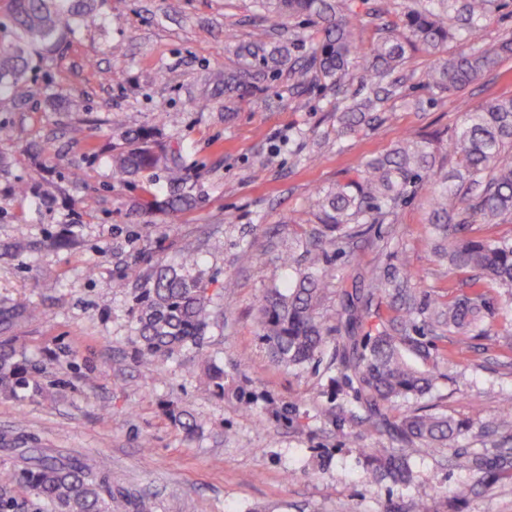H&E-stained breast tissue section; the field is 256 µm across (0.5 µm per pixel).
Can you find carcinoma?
Instances as JSON below:
<instances>
[{
    "label": "carcinoma",
    "instance_id": "1",
    "mask_svg": "<svg viewBox=\"0 0 512 512\" xmlns=\"http://www.w3.org/2000/svg\"><path fill=\"white\" fill-rule=\"evenodd\" d=\"M430 2L439 9L425 6L404 16L401 27L407 36L385 25L370 51L361 55L355 37L358 24L350 17L347 0H256L263 17L304 15L322 27L323 38L313 51L315 74L344 94L336 112L343 132L365 123L397 88L393 74L409 47L420 44L436 58L423 82L432 97L465 87L495 69L502 56L512 55L509 38L497 47L443 57L456 33L441 14L454 11L456 0ZM494 2L467 0L464 9L471 30L480 27ZM9 4L12 39H0V100L19 105L30 97L27 78L32 57L55 51L66 37L95 23L98 14L95 0H9ZM355 71L362 83L349 94L346 87ZM122 139L124 146L112 155L113 175L135 177L150 169L169 173L173 192L161 201L145 202V211L196 208L197 198L179 190L181 168L150 130L127 129ZM449 148L457 156V167L440 181L434 178L433 143L426 138H404L385 153L365 159L355 177L319 193L314 202L317 224L310 239L323 249L361 235L366 224H390L407 198L429 186L428 223L440 239L434 260L470 274L469 292H452L442 302L420 300L407 287L408 276L397 268L372 270L364 277V287L343 294L336 310L339 341L329 355L322 306L336 280V268L322 267L315 258L297 271L287 287L269 289L258 306L259 336L272 360L299 371L326 364L333 373L331 383L346 386L353 401L364 408V422L392 442L390 448L370 449L367 474L376 482L411 484L410 459L420 446L450 447L470 428L468 422L445 414L411 412L400 418L388 414L398 401L423 397L435 384L434 374L416 369L405 349H417L416 336L426 332L438 340L491 335L495 308L487 297L488 288L499 289L506 303L512 302V238L473 235L475 224L512 218V97L467 109ZM195 262L194 254L187 253L180 265H162L153 273L150 287L138 299L136 341L139 353L158 364L194 352L204 384L223 395L232 379L204 353L214 319L207 288L188 271ZM376 301L386 302L395 315L365 343L359 333ZM32 311L29 302H14L0 310V322H13ZM30 369L23 350L1 347L0 394L38 391L37 383L28 378ZM171 417L186 435L198 432L192 415ZM0 450L13 454L11 466L0 468V512H154L151 496L112 486L109 469L96 459L25 448L20 438L7 433L0 436ZM452 463L481 476L512 474V459L507 456L459 454ZM19 487L26 494H18Z\"/></svg>",
    "mask_w": 512,
    "mask_h": 512
}]
</instances>
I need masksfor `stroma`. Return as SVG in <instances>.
Returning <instances> with one entry per match:
<instances>
[{"label":"stroma","instance_id":"1","mask_svg":"<svg viewBox=\"0 0 512 512\" xmlns=\"http://www.w3.org/2000/svg\"><path fill=\"white\" fill-rule=\"evenodd\" d=\"M422 0H351L360 23L359 51L381 25L399 21ZM100 22L67 39L48 62L34 61L26 104L0 102V125L12 130L0 151L13 157L0 172V306L27 299L33 315L0 324L38 365L44 396H0V433L28 447L101 456L120 486L147 491L157 512H406L427 500L433 512H512V479L490 485L451 462L454 452L512 454V318L499 315L494 333L473 338L466 359L449 362L452 342L424 335L426 354L411 353L433 371L431 395L397 403L398 417L424 408L467 421L454 447L423 449L409 485L367 479L366 456L382 442L360 419L345 387L335 400L341 420L324 415L326 368L293 373L272 362L262 344L257 306L268 289L284 287L294 268L284 252L304 255L315 225L318 191L353 177L365 158L386 152L405 136L437 137V169L457 159L448 143L463 120L460 102L477 107L512 97V56L460 91L429 97L422 89L433 57L409 51L398 76L402 88L377 120L338 133L335 87L293 86L290 66H302L322 38L299 17L259 19L254 0H99ZM449 41L453 56L512 37V0H498L477 31ZM303 31L305 46L290 48L288 64L270 69L249 46L284 45L287 29ZM166 78L157 81L156 70ZM245 74L243 95L225 99L215 76ZM71 100L53 111L49 93ZM155 129L158 141L183 168V188L197 197L187 212L140 209L164 199L166 173L132 180L112 174L121 139L110 119ZM44 149L41 161L27 154ZM276 165H267L269 156ZM49 193L50 204L39 194ZM426 192L402 204L391 224H369L362 236L327 248L337 279L325 304L326 326L336 324L342 290L359 272L394 265L410 273L419 294L446 299L448 285L465 276L433 261ZM68 245H60L61 237ZM192 275L209 289L217 323L207 351L260 397L293 406L290 421L264 407L244 410L235 396H219L199 379L189 353L156 367L141 359L135 310L156 267L184 253ZM137 268L140 279L129 278ZM190 413L200 427L187 436L168 406Z\"/></svg>","mask_w":512,"mask_h":512}]
</instances>
